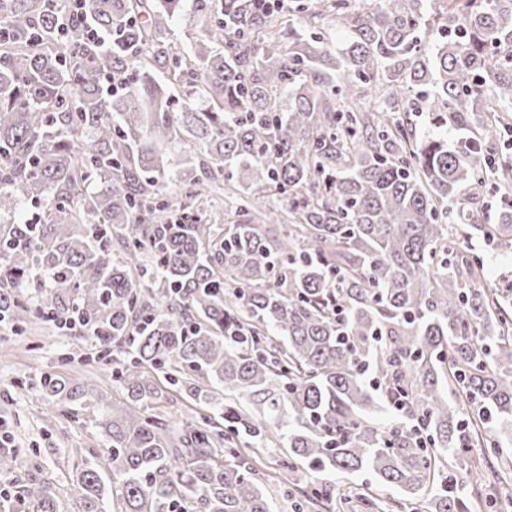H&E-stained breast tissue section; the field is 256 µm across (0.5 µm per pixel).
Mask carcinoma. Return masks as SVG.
Masks as SVG:
<instances>
[{
    "mask_svg": "<svg viewBox=\"0 0 512 512\" xmlns=\"http://www.w3.org/2000/svg\"><path fill=\"white\" fill-rule=\"evenodd\" d=\"M183 2L0 0V316L18 333L80 316L84 361L122 395L79 512H273L226 446L242 425L290 472H368L464 512L512 469V286L466 245L512 247V153L490 146L512 0H445L433 42L435 0ZM332 26L351 32L335 50ZM488 189L494 224L474 207ZM160 374L206 412L171 425ZM89 385L37 382L79 407ZM298 494L295 512L336 500L329 481ZM9 504L62 512L37 482Z\"/></svg>",
    "mask_w": 512,
    "mask_h": 512,
    "instance_id": "obj_1",
    "label": "carcinoma"
}]
</instances>
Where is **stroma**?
<instances>
[{"instance_id":"stroma-1","label":"stroma","mask_w":512,"mask_h":512,"mask_svg":"<svg viewBox=\"0 0 512 512\" xmlns=\"http://www.w3.org/2000/svg\"><path fill=\"white\" fill-rule=\"evenodd\" d=\"M90 341L73 333L47 328L33 329L26 338L0 331V417L13 435L18 466L15 479L37 478L49 484L62 501L63 512H74L70 491L76 472L71 451L97 447V419L102 407L118 399L105 372L93 380L94 396L84 408L73 413L61 401L42 395L35 379L45 371L60 373L67 380L83 383L86 373L71 353L89 349ZM280 443L269 444L261 456L260 471L275 501L276 512H293V501L277 479L283 471Z\"/></svg>"}]
</instances>
